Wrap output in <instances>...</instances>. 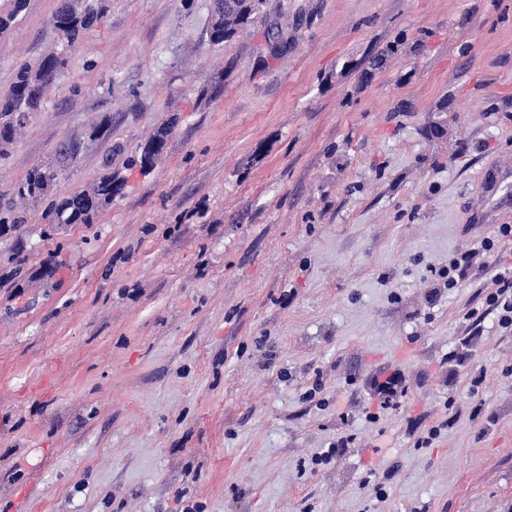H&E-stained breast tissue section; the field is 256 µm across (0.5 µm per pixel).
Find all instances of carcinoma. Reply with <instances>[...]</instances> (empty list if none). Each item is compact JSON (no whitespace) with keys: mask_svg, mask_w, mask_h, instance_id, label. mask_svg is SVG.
<instances>
[{"mask_svg":"<svg viewBox=\"0 0 512 512\" xmlns=\"http://www.w3.org/2000/svg\"><path fill=\"white\" fill-rule=\"evenodd\" d=\"M96 0H65L53 12L51 23L62 36L61 48L43 55L34 66H23L9 91L0 96V155L7 151L25 123L16 119L26 113L31 120L41 111L49 90L57 83L68 64V49L101 20ZM26 0H10L9 9L0 12V34L5 33L24 11ZM262 11L258 0H224V7L212 10L210 28L218 33L213 44L224 43V33L255 24ZM58 172L50 166L32 167L16 185L17 196L29 206L37 205L56 182ZM116 175L108 172L88 191L75 194L51 211L52 224H91L97 212L119 193Z\"/></svg>","mask_w":512,"mask_h":512,"instance_id":"obj_1","label":"carcinoma"}]
</instances>
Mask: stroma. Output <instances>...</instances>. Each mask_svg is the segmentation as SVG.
Here are the masks:
<instances>
[{"mask_svg": "<svg viewBox=\"0 0 512 512\" xmlns=\"http://www.w3.org/2000/svg\"><path fill=\"white\" fill-rule=\"evenodd\" d=\"M58 4L0 35V94ZM102 5L0 158L28 217L0 231V512H512V332L485 302L512 242L437 275L512 225V0H266L279 56L260 26L211 45L212 0ZM107 158L119 194L47 231ZM58 172L52 166L32 167L16 185L17 196L29 206H36L56 182ZM472 254L469 251L462 252L460 258L450 261L448 268L439 271L442 279L446 278L448 288H457L466 278L468 268L470 266Z\"/></svg>", "mask_w": 512, "mask_h": 512, "instance_id": "obj_1", "label": "stroma"}]
</instances>
